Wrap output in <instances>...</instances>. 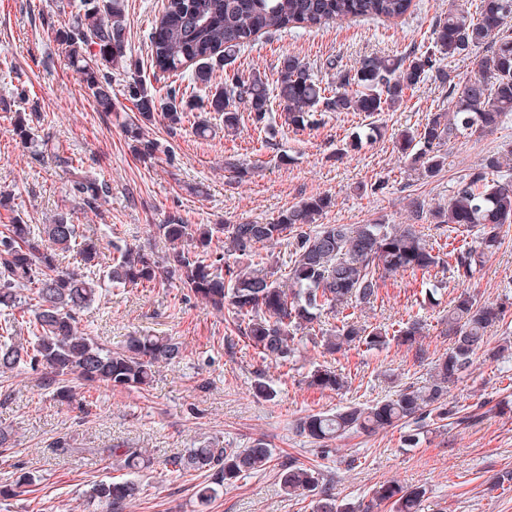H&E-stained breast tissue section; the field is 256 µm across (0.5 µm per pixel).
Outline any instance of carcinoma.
Returning a JSON list of instances; mask_svg holds the SVG:
<instances>
[{"mask_svg": "<svg viewBox=\"0 0 512 512\" xmlns=\"http://www.w3.org/2000/svg\"><path fill=\"white\" fill-rule=\"evenodd\" d=\"M413 0H165L163 12L150 33L151 65L173 77L192 70L194 84L212 89L207 99L187 97L175 87L156 95L137 79L128 84L138 118L127 126L132 148L150 158L159 144L146 137L145 126L159 114L169 126L182 123L189 112H220L224 136L235 135L242 104L254 124L269 125L272 100L283 105L285 121L304 129L317 112H381L402 103L426 77L448 86L452 110L434 112L417 131L396 138L401 156L422 177L436 176L445 166L440 146L464 131L497 129L512 112V35L505 26L512 18V0H479L476 16L450 10L436 22L434 51L401 58L370 56L349 69L336 71V89L326 88L298 57L281 58L274 85L254 73L245 78L226 74L224 67L262 34L290 27H314L348 18L397 20ZM77 16L56 30V39L68 48L69 58L83 75L85 86L101 112L112 111V71L132 70L126 53L127 18L123 0H81ZM479 53L476 73L456 79L442 62ZM224 80H217V73ZM40 154L54 158L70 175V191L90 207L109 193L107 181L80 173L73 161L61 156L44 140ZM512 149L490 152L468 174L448 205L425 208L411 202L409 224H317L331 199L317 195L301 200L276 219L239 224H188L180 213L167 216L150 232L164 240V261L145 250L128 246L102 273L98 266V240L79 233L68 214L59 213L48 224H5L0 228V305L17 309V291L28 292L24 305L31 312L29 338L8 335L5 321L0 334V373L21 367L41 370L56 386L60 398L68 397L67 382L103 383L114 389H146L161 365L179 362L182 345L168 336L139 334L125 348L112 351L79 330V316L102 297L106 287L179 286L212 308L229 309L234 328L264 361L280 368L294 362L299 331L323 313L336 316L337 325L322 334L324 352L344 354L360 346L368 350L391 343L411 346L423 336L421 317L408 318L391 328L358 320L355 309L373 304L385 285L386 275L419 273L427 278L445 263L418 229L430 220L446 238L451 233L475 232L476 240L449 248L452 273L460 282L473 277L485 256L500 244V228L512 224V182L489 183L501 172ZM283 244L292 255L289 284L282 285L270 261L271 249ZM245 259L229 263L225 253ZM506 317L502 303H479L462 292L448 309L442 334L451 347L437 357L421 385L410 384L396 397L368 406L350 404L332 414H308L296 423V433L317 443L359 431L378 432L409 424L404 446L413 448L428 438L436 422L456 415L448 402L455 385L487 346V332ZM308 385L321 391L340 392L348 381L329 368L311 372ZM116 461L118 477L92 485L85 497L95 512H125L140 495L131 475L148 464L146 452L131 448L108 449ZM273 459V448L255 439L245 448H224L204 442L169 460L174 472L206 471L209 482L197 495L207 503L241 477L262 471ZM282 492L312 497L315 512H357L336 497L320 471L285 460L279 468ZM425 490L388 482L374 489V497L391 505L392 512H419Z\"/></svg>", "mask_w": 512, "mask_h": 512, "instance_id": "obj_1", "label": "carcinoma"}]
</instances>
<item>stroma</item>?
Instances as JSON below:
<instances>
[{
	"label": "stroma",
	"mask_w": 512,
	"mask_h": 512,
	"mask_svg": "<svg viewBox=\"0 0 512 512\" xmlns=\"http://www.w3.org/2000/svg\"><path fill=\"white\" fill-rule=\"evenodd\" d=\"M81 0H0V224H45L58 213L72 216L79 231L98 239L101 267L112 264L119 247L141 246L160 255L162 240L150 225L179 211L190 224L268 222L313 195H326L331 207L325 224H405L413 199L426 206L447 204L459 183L489 152L512 145V113L491 133L458 136L443 145L446 166L421 178L400 158L399 131L425 124L431 113L447 109L448 90L434 78L419 83L399 106L374 115L325 112L302 130L284 126L273 105L270 128L258 130L243 117L237 136L224 135V118L207 113L209 129L196 132V117L170 127L157 119L149 138L161 149L145 160L132 150L125 125L136 108L127 94L130 77L114 71L112 110L98 111L83 76L68 62L52 34L67 25ZM411 14L395 21L348 19L316 27H294L262 35L231 64L243 75L275 79L282 56L293 54L313 69L323 86L334 87L337 70L368 56H404L433 48V26L448 11H475L478 0H414ZM128 22L127 55L139 65L144 86L163 96L171 80L150 64L149 35L163 0H124ZM25 87L18 96L17 87ZM25 113L36 140L50 139L61 156L87 174L105 177V203L89 209L75 198L66 174L50 157L38 154L13 131L16 113ZM381 126L377 140L353 150L350 140ZM247 167L238 175L236 166ZM501 245L486 257L473 278L461 283L449 267L434 270V298H427L413 275L388 276L382 297L362 310L373 325H391L416 313L426 323L421 338L425 358L392 345L383 350L355 348L329 355L304 339L288 374L263 361L243 337L233 336L231 312H217L177 283L156 288H112L80 321L82 332L106 347H123L129 336L149 332L181 342L180 362L161 366L147 390H115L75 385L72 401H59L42 373L22 369L0 376V428L9 430V447H0V486L23 472L34 477L18 496L0 498V512H89L84 493L115 474L109 448L148 450L150 465L136 474L142 492L125 512H312L307 497L280 489L279 458L314 465L336 495L372 512L373 490L386 482L426 491L421 512H512V490L493 485L496 474L512 470V349L498 358L477 355L448 400L463 415L446 430L429 435L419 447L403 444L405 427L352 434L319 444L293 431L299 418L334 412L350 404L391 399L408 384L429 376L432 358L450 345L440 319L450 302L466 292L478 302L512 303V224L501 229ZM319 367L341 372V393L309 388L307 377ZM274 382V399L254 396L258 376ZM70 436L74 452L56 455L52 442ZM266 438L276 459L264 471L240 479L208 503L197 497L204 477L170 472L167 461L200 441L216 438L242 448ZM357 466H350V459Z\"/></svg>",
	"instance_id": "stroma-1"
}]
</instances>
